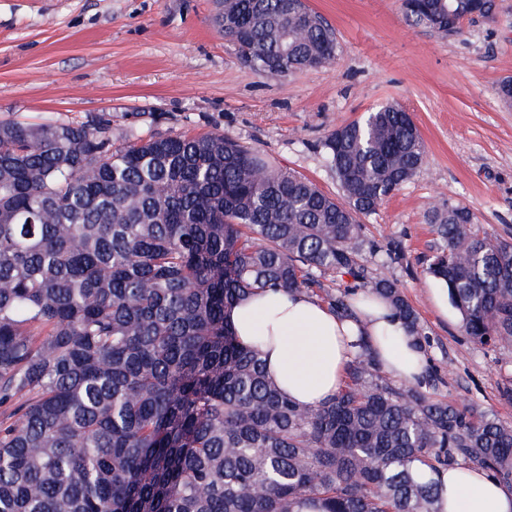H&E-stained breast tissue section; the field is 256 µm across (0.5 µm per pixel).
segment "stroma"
Segmentation results:
<instances>
[{
    "instance_id": "35a3bbf8",
    "label": "stroma",
    "mask_w": 512,
    "mask_h": 512,
    "mask_svg": "<svg viewBox=\"0 0 512 512\" xmlns=\"http://www.w3.org/2000/svg\"><path fill=\"white\" fill-rule=\"evenodd\" d=\"M335 29V63L285 77L257 72L211 23L214 0H0V118L25 124L107 113L112 144L218 131L338 192L321 142L397 103L426 145L421 171L364 218L369 275L397 281L424 328L423 390L512 423V347L475 344L443 317L427 266L438 247L424 218L444 200L481 230L512 237V0L442 35L408 21L400 0H306ZM398 243L390 258L383 249Z\"/></svg>"
}]
</instances>
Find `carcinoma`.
<instances>
[{
  "instance_id": "obj_1",
  "label": "carcinoma",
  "mask_w": 512,
  "mask_h": 512,
  "mask_svg": "<svg viewBox=\"0 0 512 512\" xmlns=\"http://www.w3.org/2000/svg\"><path fill=\"white\" fill-rule=\"evenodd\" d=\"M213 23L252 69L323 68L334 29L305 0H215ZM405 16L456 34L470 0ZM339 197L220 133L112 147L102 117L0 118V512H433L434 471L462 462L512 486V425L394 383L370 348L343 387L298 406L242 345L225 310L253 292L351 277L423 328L397 283L371 277L360 220L420 170L424 140L398 104L322 142ZM428 273L462 332L512 347V238L444 201Z\"/></svg>"
}]
</instances>
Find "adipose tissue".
I'll list each match as a JSON object with an SVG mask.
<instances>
[{
    "instance_id": "adipose-tissue-1",
    "label": "adipose tissue",
    "mask_w": 512,
    "mask_h": 512,
    "mask_svg": "<svg viewBox=\"0 0 512 512\" xmlns=\"http://www.w3.org/2000/svg\"><path fill=\"white\" fill-rule=\"evenodd\" d=\"M349 302L351 318L310 293L268 289L232 305L227 319L243 345L259 349L276 386L305 407H318L341 389L361 340L388 376L423 381L425 353L392 305L363 293ZM415 474L436 484L437 512H512V491L482 468L459 465L437 472L419 465Z\"/></svg>"
}]
</instances>
